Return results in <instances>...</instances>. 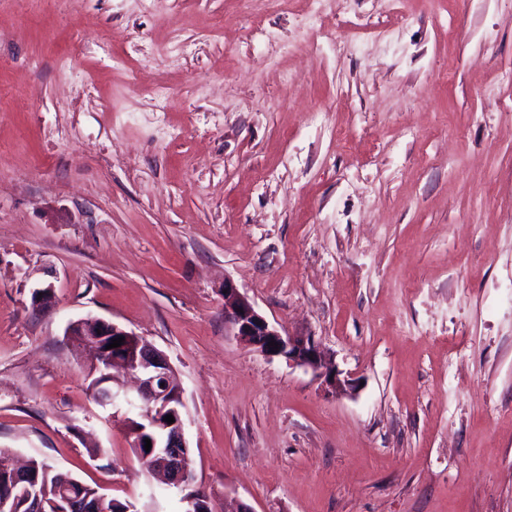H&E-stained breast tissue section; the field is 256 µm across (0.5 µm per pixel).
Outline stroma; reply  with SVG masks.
<instances>
[{"mask_svg":"<svg viewBox=\"0 0 512 512\" xmlns=\"http://www.w3.org/2000/svg\"><path fill=\"white\" fill-rule=\"evenodd\" d=\"M87 316L170 359L211 512H512V0H0V448L183 512ZM224 323L229 325L234 336L265 356L281 357L289 365L310 370L332 394L344 396L357 388L354 379L340 377L335 364L309 337L282 334L229 280L224 283ZM271 341L277 343V349L269 346Z\"/></svg>","mask_w":512,"mask_h":512,"instance_id":"obj_1","label":"stroma"}]
</instances>
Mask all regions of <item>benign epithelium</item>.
I'll return each mask as SVG.
<instances>
[{
  "label": "benign epithelium",
  "instance_id": "benign-epithelium-1",
  "mask_svg": "<svg viewBox=\"0 0 512 512\" xmlns=\"http://www.w3.org/2000/svg\"><path fill=\"white\" fill-rule=\"evenodd\" d=\"M54 299L51 284L32 292L33 306L39 310L51 307ZM224 323L234 335L262 354L281 357L290 365L311 371L329 392L337 396L348 395L357 388L354 379L341 377L335 364L310 338L281 333L230 280L224 282ZM65 336L82 337L76 349L89 354L94 367H100L99 361L104 360L114 368L120 367L137 375L135 392L114 386L110 374L107 380L90 385L93 399L104 407L124 404L135 410V417L127 418V423L136 442L145 437L151 440V470L168 484L185 491L184 512H207L206 493L193 487L190 447L176 406L182 402L181 383L166 355L142 337L100 318L87 317L69 323ZM121 337L124 338L121 346L106 349L112 340ZM271 341L276 342L277 347L269 346ZM168 415L174 417V423L164 421ZM34 481L36 477L32 475L13 472L5 497L0 499V512H14L18 503H28L34 493Z\"/></svg>",
  "mask_w": 512,
  "mask_h": 512
}]
</instances>
